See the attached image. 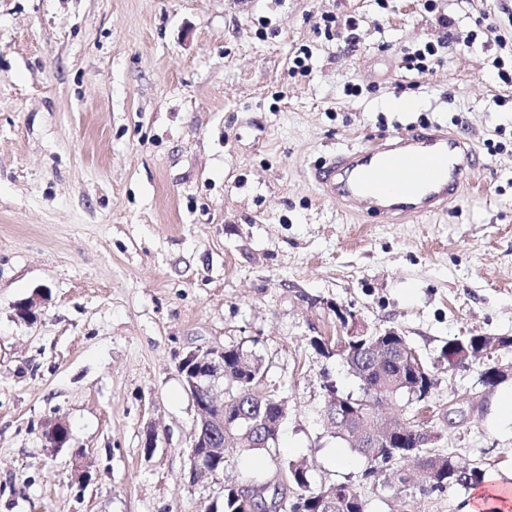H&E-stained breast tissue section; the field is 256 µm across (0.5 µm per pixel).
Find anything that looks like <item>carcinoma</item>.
Instances as JSON below:
<instances>
[{"instance_id":"1","label":"carcinoma","mask_w":512,"mask_h":512,"mask_svg":"<svg viewBox=\"0 0 512 512\" xmlns=\"http://www.w3.org/2000/svg\"><path fill=\"white\" fill-rule=\"evenodd\" d=\"M378 334L369 332L364 336H347L345 362L349 372L360 383L363 395L355 398L351 395H336V414L340 416L356 415L362 422L364 430H375L385 424L378 413L381 402L388 401L399 395L410 393L417 388L430 395L434 387V378L428 367L414 375L404 370V356L399 350H392L391 356L381 367H376L368 360L363 346L376 339ZM470 353L471 360L482 358L488 360L481 373L484 384L495 386L498 381L493 379V372L498 362L492 360L495 353L491 339L481 335L463 336L448 341V346L441 352V357L448 361V370H455L451 358L462 351ZM279 396L254 394L248 382L229 381L224 377L225 407L233 410L242 407L251 419H258L265 409L272 408V401ZM419 425L399 427L394 439L380 448H365L363 444L352 438L349 427L334 424L330 430L336 437L347 441L351 450L364 458L371 466L385 463L392 459L403 461L413 460L423 470V488L438 490L450 485L468 488L478 485L484 480L482 470L470 466L469 463L454 459L452 456L431 454L426 452L427 443L418 434ZM285 472L288 485L281 486L277 497L269 498V512H365V503L360 494L344 483H324L313 485L309 470L292 461L280 464ZM293 496H288V490Z\"/></svg>"}]
</instances>
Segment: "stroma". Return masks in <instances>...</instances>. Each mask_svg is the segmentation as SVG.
I'll list each match as a JSON object with an SVG mask.
<instances>
[{
  "label": "stroma",
  "mask_w": 512,
  "mask_h": 512,
  "mask_svg": "<svg viewBox=\"0 0 512 512\" xmlns=\"http://www.w3.org/2000/svg\"><path fill=\"white\" fill-rule=\"evenodd\" d=\"M424 3L0 0V512H221L226 484L284 461L366 512H466L472 490H422L399 459L370 469L325 426L323 382L359 392L310 344L340 308L433 370L426 401L384 413L431 421L430 452L512 486V378L439 361L450 339L512 336V0ZM327 17L356 20L352 42ZM427 42L428 72L402 69ZM397 96L416 109H385ZM429 124L474 148L447 210L392 224L316 187L325 158ZM209 346L261 359L288 417L271 452L226 447L194 479L178 362Z\"/></svg>",
  "instance_id": "stroma-1"
}]
</instances>
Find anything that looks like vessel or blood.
Returning a JSON list of instances; mask_svg holds the SVG:
<instances>
[{
	"mask_svg": "<svg viewBox=\"0 0 512 512\" xmlns=\"http://www.w3.org/2000/svg\"><path fill=\"white\" fill-rule=\"evenodd\" d=\"M472 148L437 126L337 153L315 181L347 203L402 221L444 209L472 182Z\"/></svg>",
	"mask_w": 512,
	"mask_h": 512,
	"instance_id": "vessel-or-blood-1",
	"label": "vessel or blood"
}]
</instances>
